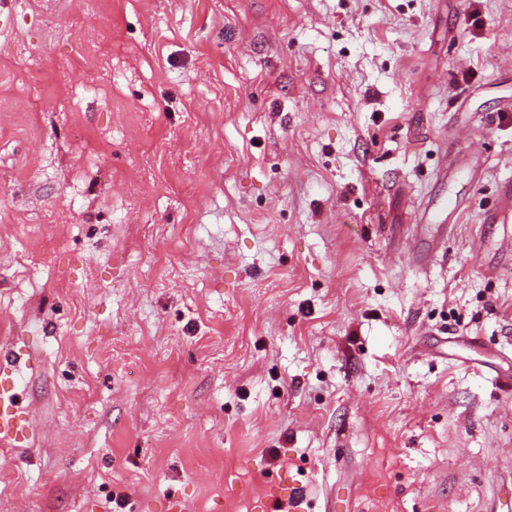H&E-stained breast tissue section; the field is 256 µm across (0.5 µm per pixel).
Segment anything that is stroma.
Returning <instances> with one entry per match:
<instances>
[{
  "mask_svg": "<svg viewBox=\"0 0 512 512\" xmlns=\"http://www.w3.org/2000/svg\"><path fill=\"white\" fill-rule=\"evenodd\" d=\"M511 103L512 0H0V512H512ZM18 390L10 380L0 379V441L22 444L28 440L30 421L25 417Z\"/></svg>",
  "mask_w": 512,
  "mask_h": 512,
  "instance_id": "1",
  "label": "stroma"
}]
</instances>
